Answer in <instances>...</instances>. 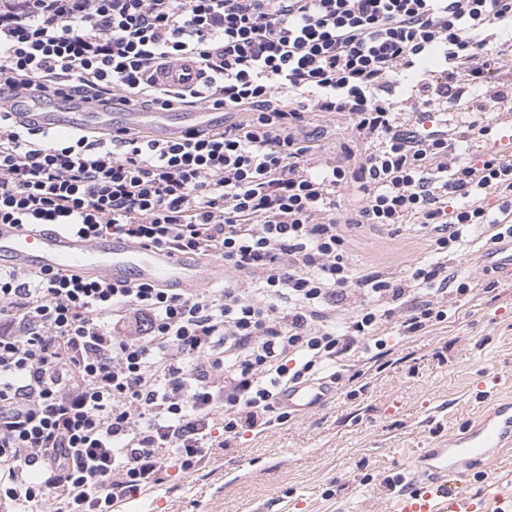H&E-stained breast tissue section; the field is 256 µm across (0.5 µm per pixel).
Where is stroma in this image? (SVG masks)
<instances>
[{
	"label": "stroma",
	"instance_id": "stroma-1",
	"mask_svg": "<svg viewBox=\"0 0 512 512\" xmlns=\"http://www.w3.org/2000/svg\"><path fill=\"white\" fill-rule=\"evenodd\" d=\"M363 267L405 276L429 253L419 226L353 231ZM476 244L452 266L469 286L448 299V318L419 335L382 327L385 366L348 357L362 390L293 410L288 423L245 433L197 475L122 503L118 512H383L385 478L408 470L424 450L466 432L495 403L512 401V273ZM495 290L485 293L487 283Z\"/></svg>",
	"mask_w": 512,
	"mask_h": 512
}]
</instances>
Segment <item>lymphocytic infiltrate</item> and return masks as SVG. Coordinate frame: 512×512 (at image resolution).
Instances as JSON below:
<instances>
[{"mask_svg":"<svg viewBox=\"0 0 512 512\" xmlns=\"http://www.w3.org/2000/svg\"><path fill=\"white\" fill-rule=\"evenodd\" d=\"M512 0H0V91L232 123L167 140L135 128L50 135L0 111V224L120 235L224 263L192 293L99 275L0 272V512H113L198 473L244 433L288 422V386L339 383L348 354L443 322L451 255L512 238L498 134L395 111L460 85L512 112ZM442 59L430 75L417 63ZM192 63L184 88L159 70ZM294 94L284 103V94ZM337 146L327 158L326 140ZM352 191L341 206L337 194ZM417 224L431 258L364 271L349 237Z\"/></svg>","mask_w":512,"mask_h":512,"instance_id":"obj_1","label":"lymphocytic infiltrate"}]
</instances>
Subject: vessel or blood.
<instances>
[{"label":"vessel or blood","mask_w":512,"mask_h":512,"mask_svg":"<svg viewBox=\"0 0 512 512\" xmlns=\"http://www.w3.org/2000/svg\"><path fill=\"white\" fill-rule=\"evenodd\" d=\"M15 118L49 132L140 127L160 139L174 133L167 112L126 109L108 99L94 104L71 102L60 112L53 100L35 98ZM1 265L17 271L100 274L115 286L136 280L193 292L207 282L199 263L169 250L138 246L117 236L89 241L76 233L41 226L1 224ZM330 393L327 385L303 384L288 389L283 400L290 407L304 409ZM510 446L512 403L503 402L463 435L449 437L444 447L420 455L402 477V489L390 498L386 512H512V489L489 498L471 492L467 481L468 465L478 459H492Z\"/></svg>","instance_id":"vessel-or-blood-1"}]
</instances>
